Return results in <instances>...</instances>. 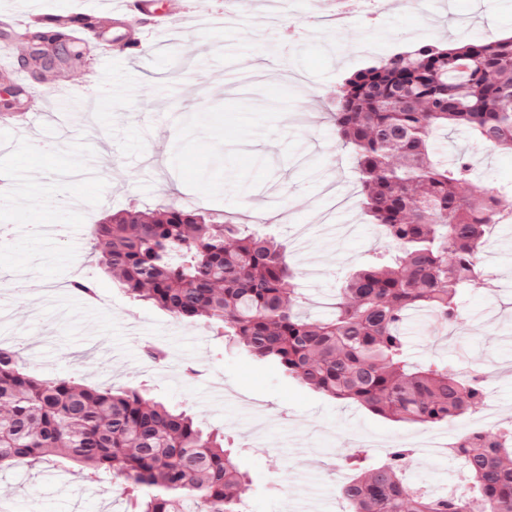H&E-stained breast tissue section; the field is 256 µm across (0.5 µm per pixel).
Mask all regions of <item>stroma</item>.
<instances>
[{
  "instance_id": "1",
  "label": "stroma",
  "mask_w": 512,
  "mask_h": 512,
  "mask_svg": "<svg viewBox=\"0 0 512 512\" xmlns=\"http://www.w3.org/2000/svg\"><path fill=\"white\" fill-rule=\"evenodd\" d=\"M226 0H189L161 48L130 57L116 44L87 45L79 65L36 69L21 96L24 130L0 123V169L18 194H0V341L16 345L43 378L140 387L189 408L223 431L250 477L249 512H346L336 490L353 436L370 441L373 460L390 444L414 449L409 476L427 490L456 488L461 471L449 452L419 450L433 434L454 441L459 424L438 428L396 422L352 402L330 399L282 375L274 365L229 352L205 322L178 321L131 299L103 273L88 232L105 215L131 206L194 207L233 224H258L283 241L308 297L307 313L326 315L346 271L365 265L381 240L361 209L354 164L330 118L336 87L363 65L422 42L458 43L512 36V0H376L373 18L340 30L322 21L317 0L287 9L257 7L235 26H215ZM91 14L110 20L101 0H0V14ZM67 79L69 95L55 99ZM478 186L512 185V155L455 135ZM106 156L97 177L92 160ZM47 224L60 225L53 236ZM493 288L466 289L452 340L434 343L426 322L412 360L434 357L449 368H489L500 416L512 422V226L500 225L479 254ZM98 283L94 299L65 286L74 267ZM161 348L164 361L144 355ZM114 512L126 504L111 478L92 482L70 463L0 471V505L12 512Z\"/></svg>"
}]
</instances>
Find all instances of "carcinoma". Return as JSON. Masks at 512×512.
I'll return each mask as SVG.
<instances>
[{"instance_id":"carcinoma-1","label":"carcinoma","mask_w":512,"mask_h":512,"mask_svg":"<svg viewBox=\"0 0 512 512\" xmlns=\"http://www.w3.org/2000/svg\"><path fill=\"white\" fill-rule=\"evenodd\" d=\"M57 22L19 32L62 45ZM332 121L363 187L362 207L387 245L349 273L331 316L296 311L297 274L276 239L214 214L125 209L92 230L97 262L131 297L275 364L298 383L393 421L449 424L485 398L483 381L408 356L409 314L452 324L480 279L477 256L493 226L512 221V192L468 193L471 168L437 157L432 142L462 130L512 153V37L423 42L348 74ZM93 279L70 290L91 298ZM0 468L56 457L91 479L120 481L126 512H242L248 476L222 432L143 390L40 378L0 347ZM450 452L464 487L431 496L408 485L409 450L371 463L357 449L344 492L350 512H512V429L475 434Z\"/></svg>"}]
</instances>
